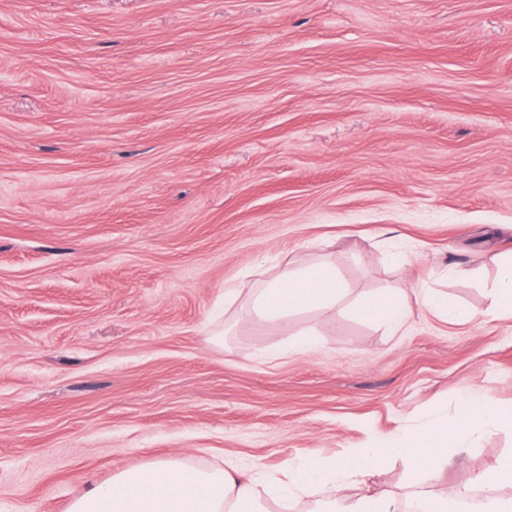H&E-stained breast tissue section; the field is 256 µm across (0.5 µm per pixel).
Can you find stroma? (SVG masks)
Segmentation results:
<instances>
[{
  "label": "stroma",
  "mask_w": 512,
  "mask_h": 512,
  "mask_svg": "<svg viewBox=\"0 0 512 512\" xmlns=\"http://www.w3.org/2000/svg\"><path fill=\"white\" fill-rule=\"evenodd\" d=\"M511 251L512 0H0V512L158 458L284 476L465 394L512 407L488 312ZM318 256L350 305L225 310L246 269ZM381 288L473 315L416 306L391 336L352 306ZM510 452L507 426L459 465ZM414 294L418 305L430 309L438 316L446 318H467L472 315L469 310L459 307L447 297H427L417 292H414Z\"/></svg>",
  "instance_id": "stroma-1"
}]
</instances>
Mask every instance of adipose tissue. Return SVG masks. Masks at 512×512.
<instances>
[{"mask_svg":"<svg viewBox=\"0 0 512 512\" xmlns=\"http://www.w3.org/2000/svg\"><path fill=\"white\" fill-rule=\"evenodd\" d=\"M347 290L333 264L289 262L276 276L253 281L251 288L224 289L226 307L246 306L251 321L261 327L281 328L306 309L330 310L346 302ZM428 308L441 317L466 318L469 310L445 297L417 295L409 299L389 290L364 299L361 312L375 317L389 334L400 333L412 305ZM512 425V409L472 397L462 398L452 419H438L417 432L404 431L378 444L354 449L346 458L327 463L308 454L290 468L287 482L273 483L270 496L278 502L293 497L314 501L319 512H401L397 498L385 494L348 495L353 484L379 475L387 454L404 455L411 479L438 476L456 469V451L480 431ZM512 489V454L497 460L482 474L463 475L455 495L443 496L422 489L417 512H512L511 499L474 501L472 489ZM69 512H260L255 474L234 463L200 469L168 459L144 468L116 474L104 485L94 484L76 498Z\"/></svg>","mask_w":512,"mask_h":512,"instance_id":"ef3b65f1","label":"adipose tissue"}]
</instances>
